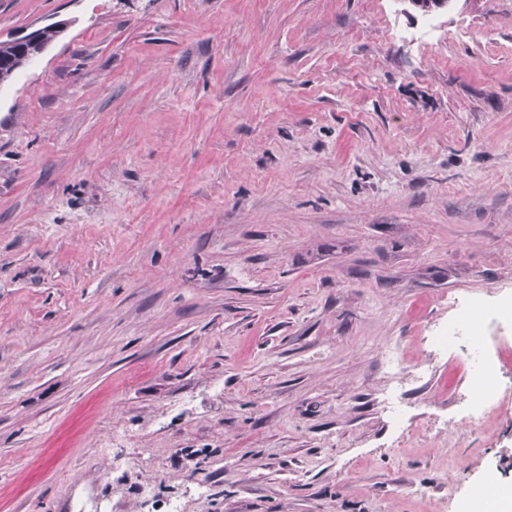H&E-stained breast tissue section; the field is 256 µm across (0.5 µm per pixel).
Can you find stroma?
<instances>
[{"label":"stroma","instance_id":"stroma-1","mask_svg":"<svg viewBox=\"0 0 512 512\" xmlns=\"http://www.w3.org/2000/svg\"><path fill=\"white\" fill-rule=\"evenodd\" d=\"M61 20L0 87V512L512 486V404L426 343L512 294V0H0ZM501 377L494 362L489 360L484 373L475 378L473 390L478 401H472L471 405L477 414L483 413L488 407H493L498 399L500 406L504 394L510 391L511 386L504 383Z\"/></svg>","mask_w":512,"mask_h":512}]
</instances>
